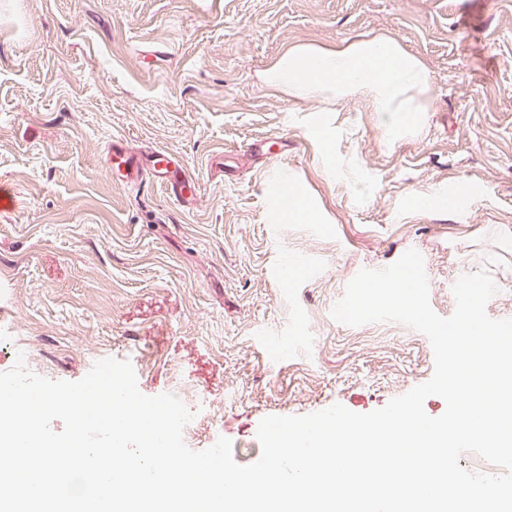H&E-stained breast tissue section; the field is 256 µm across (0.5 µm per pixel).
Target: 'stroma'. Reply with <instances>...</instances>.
<instances>
[{"instance_id":"obj_1","label":"stroma","mask_w":512,"mask_h":512,"mask_svg":"<svg viewBox=\"0 0 512 512\" xmlns=\"http://www.w3.org/2000/svg\"><path fill=\"white\" fill-rule=\"evenodd\" d=\"M368 33L431 72L434 110L402 141L361 97L320 113L260 80L292 45ZM115 136L171 152L182 195L127 188ZM279 170L321 223H267ZM448 183L465 211L415 206ZM410 249L438 315L485 269L488 315L512 318V0H0V372L21 355L74 382L129 360L143 394L193 412L190 449L225 437L249 465L266 416L368 413L432 377L422 333L331 316ZM287 255L317 276L281 281Z\"/></svg>"}]
</instances>
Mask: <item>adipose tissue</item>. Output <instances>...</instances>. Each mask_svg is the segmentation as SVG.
<instances>
[{"mask_svg": "<svg viewBox=\"0 0 512 512\" xmlns=\"http://www.w3.org/2000/svg\"><path fill=\"white\" fill-rule=\"evenodd\" d=\"M262 79L295 99L321 103L326 112L352 96H363L391 141L421 128L433 108L429 69L388 34L365 36L333 49L290 46ZM270 186L269 223L318 221L311 203L288 178L275 176Z\"/></svg>", "mask_w": 512, "mask_h": 512, "instance_id": "1", "label": "adipose tissue"}]
</instances>
